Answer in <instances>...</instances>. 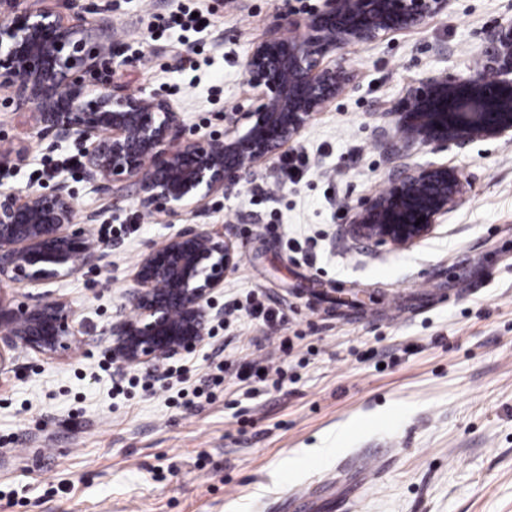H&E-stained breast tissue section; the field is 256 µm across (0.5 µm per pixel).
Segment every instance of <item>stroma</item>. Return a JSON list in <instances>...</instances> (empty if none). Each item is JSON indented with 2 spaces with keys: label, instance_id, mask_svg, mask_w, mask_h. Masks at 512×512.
<instances>
[{
  "label": "stroma",
  "instance_id": "1",
  "mask_svg": "<svg viewBox=\"0 0 512 512\" xmlns=\"http://www.w3.org/2000/svg\"><path fill=\"white\" fill-rule=\"evenodd\" d=\"M107 1L114 50L127 60L113 86L168 99L194 138L222 134L225 113L254 99L245 60L277 12L321 4L83 0L88 20ZM181 3L209 12L210 27L152 28ZM509 20L512 0H450L422 25L348 46L355 83L292 143L309 158L297 183L275 159L174 216L144 211L132 192L104 207L67 165L72 143L48 147L33 110L0 94V150L26 156L0 166V184L43 191L61 173L79 213L114 228L102 268L10 286L17 301L68 302L87 344L52 360L20 354L0 375V512H278L290 491L359 459L373 468L368 482L351 474L335 488L358 496L356 512H512V140L413 155L456 168L465 195L411 248L358 243L344 211L385 185L386 110L420 78L476 66L485 30ZM190 224L222 225L238 251L214 295L233 315L189 354L186 384L161 365L101 371L105 330L125 310L141 254ZM460 281L472 290L454 294ZM433 283L447 300L418 297ZM349 289L357 302L336 303ZM256 293L280 320L252 317ZM210 356L224 363L222 383L168 406L179 389L206 386ZM256 360L274 375L242 380ZM148 373L153 389L113 395L112 378Z\"/></svg>",
  "mask_w": 512,
  "mask_h": 512
}]
</instances>
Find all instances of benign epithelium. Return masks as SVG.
Listing matches in <instances>:
<instances>
[{
  "label": "benign epithelium",
  "mask_w": 512,
  "mask_h": 512,
  "mask_svg": "<svg viewBox=\"0 0 512 512\" xmlns=\"http://www.w3.org/2000/svg\"><path fill=\"white\" fill-rule=\"evenodd\" d=\"M449 0H322L298 18H277L253 44L245 70L256 104L224 113V134L191 138L172 104L154 94L112 87L124 65L112 51L111 8L96 30L80 0H0V91L16 109L36 111L37 138L81 150L91 189L110 199L126 183L142 208L177 214L237 186L274 159L311 119L355 82L342 62L325 58L419 26L448 10ZM387 116L400 146L463 149L479 139L512 137V21L495 25L476 69L443 70L410 86ZM464 185L446 163L401 164L385 187L346 210L359 240L409 248L429 237L463 199ZM66 178L48 191L0 187V374L21 352L54 359L82 343L63 300L14 305L6 287L55 280L101 267L112 242L90 238ZM422 218L424 222L417 223ZM238 254L217 226H187L143 254L133 272L131 311L110 324L112 360L157 366L201 345L219 317L213 294Z\"/></svg>",
  "instance_id": "obj_1"
}]
</instances>
